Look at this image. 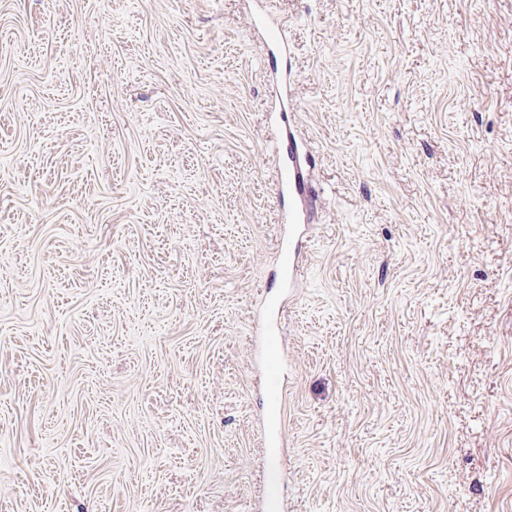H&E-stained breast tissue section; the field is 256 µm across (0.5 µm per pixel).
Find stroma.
I'll return each instance as SVG.
<instances>
[{
  "instance_id": "35a3bbf8",
  "label": "stroma",
  "mask_w": 512,
  "mask_h": 512,
  "mask_svg": "<svg viewBox=\"0 0 512 512\" xmlns=\"http://www.w3.org/2000/svg\"><path fill=\"white\" fill-rule=\"evenodd\" d=\"M270 351L288 512H512V0H0V512H261ZM280 255L283 268L288 273V278L293 277L299 267L298 242L288 230V236L283 234L280 239Z\"/></svg>"
}]
</instances>
